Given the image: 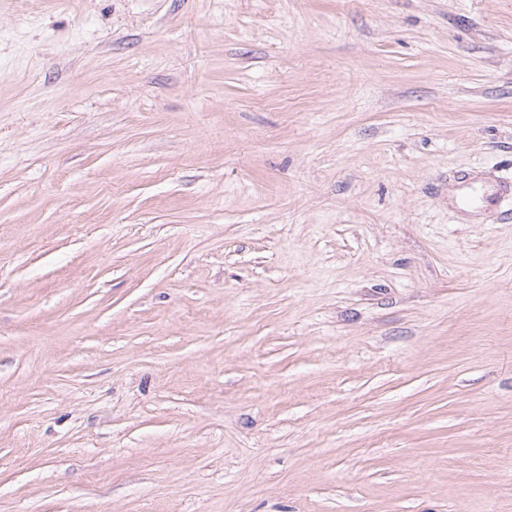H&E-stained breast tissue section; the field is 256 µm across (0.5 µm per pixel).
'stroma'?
Here are the masks:
<instances>
[{
  "label": "stroma",
  "mask_w": 512,
  "mask_h": 512,
  "mask_svg": "<svg viewBox=\"0 0 512 512\" xmlns=\"http://www.w3.org/2000/svg\"><path fill=\"white\" fill-rule=\"evenodd\" d=\"M512 0H0V512H512Z\"/></svg>",
  "instance_id": "1"
}]
</instances>
